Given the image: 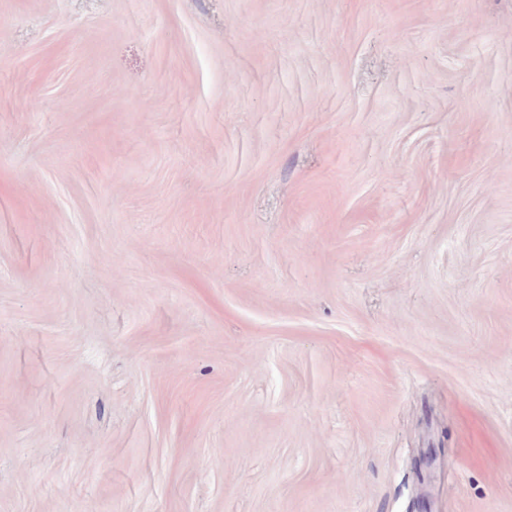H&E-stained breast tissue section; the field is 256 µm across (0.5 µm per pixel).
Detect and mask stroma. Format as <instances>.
<instances>
[{
    "mask_svg": "<svg viewBox=\"0 0 512 512\" xmlns=\"http://www.w3.org/2000/svg\"><path fill=\"white\" fill-rule=\"evenodd\" d=\"M0 512H512V0H0Z\"/></svg>",
    "mask_w": 512,
    "mask_h": 512,
    "instance_id": "stroma-1",
    "label": "stroma"
}]
</instances>
